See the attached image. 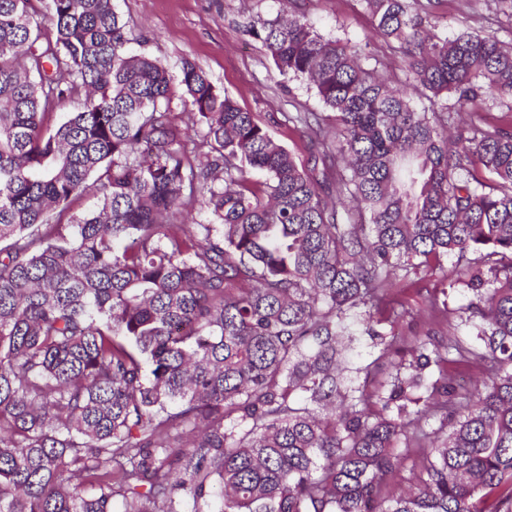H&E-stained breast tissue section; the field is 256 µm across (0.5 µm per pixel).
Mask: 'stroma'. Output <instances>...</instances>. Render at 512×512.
<instances>
[{
	"instance_id": "obj_1",
	"label": "stroma",
	"mask_w": 512,
	"mask_h": 512,
	"mask_svg": "<svg viewBox=\"0 0 512 512\" xmlns=\"http://www.w3.org/2000/svg\"><path fill=\"white\" fill-rule=\"evenodd\" d=\"M300 3L328 37L358 41L372 27L360 0ZM113 6L127 24L133 53L157 58L175 77L184 61L193 62L242 110L254 113L299 163H306L298 134L273 118L289 111L294 102L308 112L323 111L324 106L306 83L278 76L262 44L243 33L251 16L276 11L275 0H113ZM443 11L448 34L491 32L512 41V28L496 22L487 0H446ZM456 270L455 259L448 258L434 272L413 273L398 281V297L411 310L399 332L409 337L428 331L440 335L453 324L459 334H468L463 309L470 293L457 280Z\"/></svg>"
}]
</instances>
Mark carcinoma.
Listing matches in <instances>:
<instances>
[{
  "label": "carcinoma",
  "instance_id": "carcinoma-1",
  "mask_svg": "<svg viewBox=\"0 0 512 512\" xmlns=\"http://www.w3.org/2000/svg\"><path fill=\"white\" fill-rule=\"evenodd\" d=\"M40 2L0 0V512H512V42L361 0L402 81L276 0L245 32L334 114L282 113L302 166L194 64L129 54L112 0ZM468 254L475 339L396 359L393 280ZM378 340H372L369 336H361L360 341L354 345V362L357 366L366 365L375 361L380 355ZM417 463L418 458L416 456L411 455L405 457L399 465V468L387 476L385 483L393 494L399 492L407 485L408 478Z\"/></svg>",
  "mask_w": 512,
  "mask_h": 512
}]
</instances>
